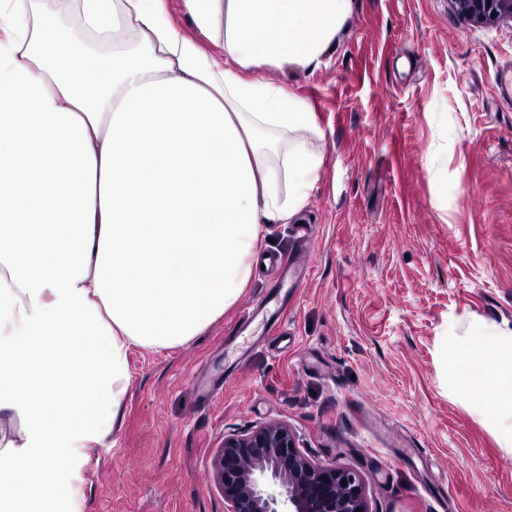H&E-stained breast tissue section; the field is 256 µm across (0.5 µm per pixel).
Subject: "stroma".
I'll return each instance as SVG.
<instances>
[{
	"label": "stroma",
	"mask_w": 512,
	"mask_h": 512,
	"mask_svg": "<svg viewBox=\"0 0 512 512\" xmlns=\"http://www.w3.org/2000/svg\"><path fill=\"white\" fill-rule=\"evenodd\" d=\"M510 64L512 24L470 26L448 0H353L325 65L272 72L325 133L307 206L264 231L269 256L304 266L284 336L239 329L275 284L261 268L188 346L132 350L117 426L74 480L86 512H225L214 455L270 423L359 471L372 512H512L495 413L448 381L454 338L512 329Z\"/></svg>",
	"instance_id": "35a3bbf8"
}]
</instances>
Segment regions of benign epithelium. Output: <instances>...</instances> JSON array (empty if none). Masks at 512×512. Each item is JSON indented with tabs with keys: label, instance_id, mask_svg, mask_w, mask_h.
<instances>
[{
	"label": "benign epithelium",
	"instance_id": "7a95c632",
	"mask_svg": "<svg viewBox=\"0 0 512 512\" xmlns=\"http://www.w3.org/2000/svg\"><path fill=\"white\" fill-rule=\"evenodd\" d=\"M471 25L512 22V0H448ZM226 512H369L361 474L317 464L284 424L224 437L213 460Z\"/></svg>",
	"mask_w": 512,
	"mask_h": 512
}]
</instances>
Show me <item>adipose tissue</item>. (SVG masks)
Returning <instances> with one entry per match:
<instances>
[{
  "mask_svg": "<svg viewBox=\"0 0 512 512\" xmlns=\"http://www.w3.org/2000/svg\"><path fill=\"white\" fill-rule=\"evenodd\" d=\"M74 0L88 47L35 0H0V512H83L74 470L105 445L129 351L189 344L251 282L268 224L304 209L323 139L266 78L318 68L352 0ZM287 191H280V183ZM512 446V330L451 351ZM169 11L172 19L184 28L187 37L195 39L199 46L208 52H218V49L203 35H201L190 23L182 16L179 0H169Z\"/></svg>",
  "mask_w": 512,
  "mask_h": 512,
  "instance_id": "ef3b65f1",
  "label": "adipose tissue"
}]
</instances>
